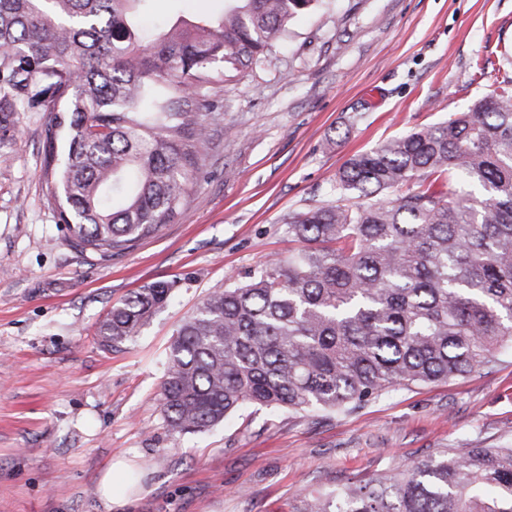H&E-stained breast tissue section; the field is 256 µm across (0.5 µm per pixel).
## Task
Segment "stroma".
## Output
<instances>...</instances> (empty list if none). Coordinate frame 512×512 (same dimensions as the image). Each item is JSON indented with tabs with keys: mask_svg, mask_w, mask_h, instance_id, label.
Listing matches in <instances>:
<instances>
[{
	"mask_svg": "<svg viewBox=\"0 0 512 512\" xmlns=\"http://www.w3.org/2000/svg\"><path fill=\"white\" fill-rule=\"evenodd\" d=\"M225 0H155L142 25ZM512 0H322L251 73L206 86L203 169L157 236L103 261L76 249L42 178L50 112L0 130V512H292L300 495L449 448L512 447V347L484 369L400 387L345 414L244 407L186 436L159 390L174 329L232 277L295 249L289 213L334 200L350 157L466 111L512 79ZM495 78V79H496ZM166 305L114 351L96 328L153 282ZM138 481L104 510L111 462Z\"/></svg>",
	"mask_w": 512,
	"mask_h": 512,
	"instance_id": "1",
	"label": "stroma"
}]
</instances>
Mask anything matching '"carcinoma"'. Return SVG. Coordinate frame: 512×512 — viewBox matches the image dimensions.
Wrapping results in <instances>:
<instances>
[{
	"label": "carcinoma",
	"mask_w": 512,
	"mask_h": 512,
	"mask_svg": "<svg viewBox=\"0 0 512 512\" xmlns=\"http://www.w3.org/2000/svg\"><path fill=\"white\" fill-rule=\"evenodd\" d=\"M153 0H0V128L53 112L43 159L58 223L102 259L180 213L212 139L194 89L263 64L320 0H231L149 42ZM336 200L288 216L302 247L209 293L172 334L169 430L244 405L347 413L399 386L477 372L512 345V83L352 156ZM156 281L97 327L110 351L168 300ZM293 512H512V447L454 448L303 496Z\"/></svg>",
	"instance_id": "1"
}]
</instances>
